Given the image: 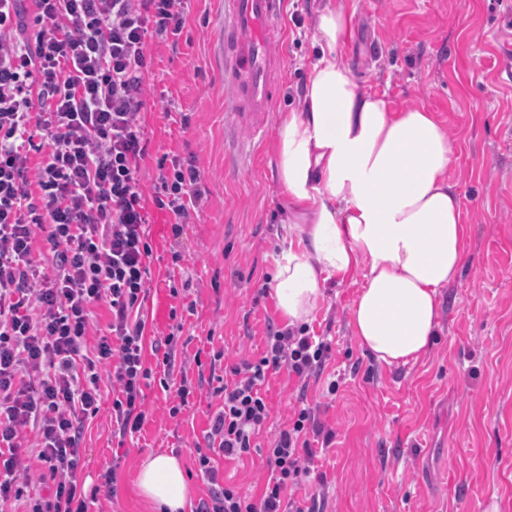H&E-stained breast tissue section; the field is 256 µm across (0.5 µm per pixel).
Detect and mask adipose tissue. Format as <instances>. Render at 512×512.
Listing matches in <instances>:
<instances>
[{
    "instance_id": "obj_1",
    "label": "adipose tissue",
    "mask_w": 512,
    "mask_h": 512,
    "mask_svg": "<svg viewBox=\"0 0 512 512\" xmlns=\"http://www.w3.org/2000/svg\"><path fill=\"white\" fill-rule=\"evenodd\" d=\"M351 23L344 7L319 11L320 54L301 108L278 121L274 177L288 246L271 282L297 326L314 314L328 279L360 274L354 334L376 361L399 365L430 349L439 293L463 270L468 228L449 177L457 149L433 113L396 112L385 96L361 90L337 54ZM137 488L157 512H184L187 478L176 456L144 458Z\"/></svg>"
}]
</instances>
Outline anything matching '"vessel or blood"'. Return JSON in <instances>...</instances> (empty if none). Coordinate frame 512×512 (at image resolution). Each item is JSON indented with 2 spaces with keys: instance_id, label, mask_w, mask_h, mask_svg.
<instances>
[{
  "instance_id": "1",
  "label": "vessel or blood",
  "mask_w": 512,
  "mask_h": 512,
  "mask_svg": "<svg viewBox=\"0 0 512 512\" xmlns=\"http://www.w3.org/2000/svg\"><path fill=\"white\" fill-rule=\"evenodd\" d=\"M284 0H224L220 62L234 90L237 124L262 136L282 71L285 41L278 26Z\"/></svg>"
}]
</instances>
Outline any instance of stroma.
I'll return each instance as SVG.
<instances>
[{
	"label": "stroma",
	"mask_w": 512,
	"mask_h": 512,
	"mask_svg": "<svg viewBox=\"0 0 512 512\" xmlns=\"http://www.w3.org/2000/svg\"><path fill=\"white\" fill-rule=\"evenodd\" d=\"M328 0H285L284 78L273 110L296 108L317 55V11ZM353 24L337 52L362 90L393 110L422 107L458 146L450 171L470 226L462 277L440 295L438 334L428 353L400 366L377 362L360 345L350 311L360 276L331 279L309 321L331 345L319 377L301 384L287 369L268 379V431L301 403L334 437L312 441L311 474L293 487L302 501L319 494L322 512H512V0H338ZM221 0H186L177 39L148 38L140 123L146 153L140 185L152 247L141 313L147 341L177 333L170 369L157 366L145 388L147 420L135 437H112V386L85 427L76 479L99 485L112 464L117 494H99L89 512H153L137 491L150 454L178 456L188 474L185 512L208 485L194 456L221 399L226 365L259 359L268 324L286 326L269 275L283 248L286 203L272 174V138L252 145L248 129L227 134L232 89L214 59ZM188 124H181V116ZM193 163L208 190L180 234L172 214L152 202L160 160ZM223 362H214L216 352ZM188 378L193 392L178 415L167 382ZM264 449L219 459L226 483L259 496L267 482Z\"/></svg>",
	"instance_id": "stroma-1"
}]
</instances>
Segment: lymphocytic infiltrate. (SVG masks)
<instances>
[{"label":"lymphocytic infiltrate","mask_w":512,"mask_h":512,"mask_svg":"<svg viewBox=\"0 0 512 512\" xmlns=\"http://www.w3.org/2000/svg\"><path fill=\"white\" fill-rule=\"evenodd\" d=\"M183 0H0V502L25 497L30 475L18 456L36 433L48 496L29 512H88L75 475L85 423L100 410V382H112V432L145 422L144 359L152 249L140 188L145 155L139 114L149 66L145 37L179 33ZM157 209L183 224L206 190L194 165L161 172ZM45 240L51 270L33 254ZM112 319L85 354L92 308ZM329 343L305 327L268 326L266 352L229 365L222 404L195 463L210 485L199 512H317L289 499L310 471L309 434H322L302 407L267 442L268 481L258 498L221 484L216 455L242 457L269 419L261 389L269 371L299 379L321 372Z\"/></svg>","instance_id":"1"}]
</instances>
